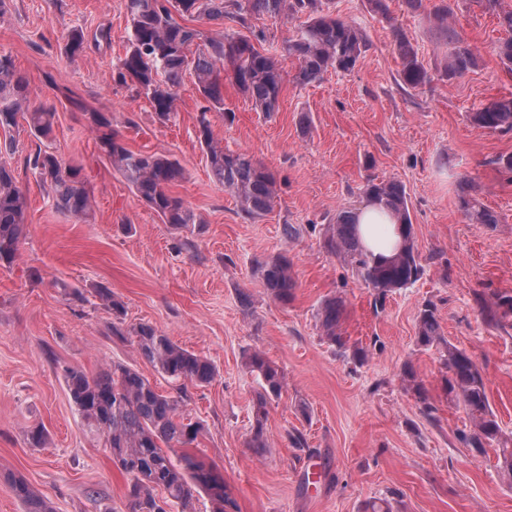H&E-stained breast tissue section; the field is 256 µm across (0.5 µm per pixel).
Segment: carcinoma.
Wrapping results in <instances>:
<instances>
[{"instance_id":"carcinoma-1","label":"carcinoma","mask_w":512,"mask_h":512,"mask_svg":"<svg viewBox=\"0 0 512 512\" xmlns=\"http://www.w3.org/2000/svg\"><path fill=\"white\" fill-rule=\"evenodd\" d=\"M500 27L511 37L495 47L504 69L512 72V5L507 0H481ZM333 0H126L129 21L127 47L123 57L112 65L110 78L149 100L156 120L166 124L175 117L177 91L186 72L194 74L200 100L196 137L213 179L231 192L239 210L248 218L272 210L276 194L275 175L246 152H226L214 138L211 116H224V81H229L248 98L254 108L266 115L277 111L283 84V64L297 61L293 80L307 85L333 70L349 74L367 47L361 28L341 19L331 10ZM269 14L298 20L282 42L280 51L259 48L265 35H246L239 31L208 36L190 21H232L248 27L253 15ZM426 17L435 31L448 41L456 40L449 22L448 6H433ZM393 39L400 59L402 83L411 89L428 82V71L414 46L398 30ZM85 34L69 36L65 52L70 60L85 51ZM476 63L473 50L462 43L448 52L445 73L448 78L463 75ZM28 82L17 68L13 56L0 51V129L10 130L22 119L37 139L48 138L53 131L56 112L46 106L27 108ZM84 120L96 134L99 150L112 163L146 205L161 221L177 228L198 223L197 215L184 202L171 195L169 188L184 177V168L176 159L164 155L136 153L130 150L114 126L112 114L85 112ZM475 127L493 133L512 131V97L494 99L468 113ZM29 165L48 189L55 206L76 218L91 212V191L82 177L81 166L64 164L58 157L37 148ZM364 198L384 205L398 218L402 241L397 253L376 262L361 247L355 233L356 223L350 210L336 213L322 232L323 248L351 266L369 290L374 312L384 309L390 293L414 285L425 272L415 242L406 189L397 181L369 179L363 186ZM461 209L472 224H496L498 217L477 198L473 182L462 188ZM28 198L11 170L0 164V262L12 264L19 255L26 230ZM264 287L271 298L288 304L295 298L298 282L288 255L279 253L254 260ZM346 303L341 296L322 301L317 318L322 339L342 353L362 361L368 350L349 344L343 336L342 322ZM482 312L490 326L512 325V295L494 294L482 298ZM112 335L136 344L140 355L157 371L175 381L198 386L211 383L214 365L191 352L153 325L126 326L112 323ZM417 344L441 353L448 376L445 391L462 404L471 422V430L462 435L464 444L473 448L497 446L498 467L512 479V437L503 432L493 411L486 382L471 356L449 343L440 330L436 305L428 300L416 315ZM246 369L260 379L262 391L253 405L254 424L249 446L259 451L268 447L264 425L268 400L281 394L284 375L264 354L245 357ZM404 381L426 413H431L427 390L412 367L403 370ZM69 397L91 432L103 438L113 464L129 477L128 512H162L159 503L192 512L193 492H203L213 512H237V503L224 474L183 453L173 458L169 451L191 445L203 429L199 421L184 415L186 392L179 397L166 396L138 371L117 363L96 377L78 366L64 369ZM16 497L25 512H51L50 506L18 478L13 482Z\"/></svg>"}]
</instances>
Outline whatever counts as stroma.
Instances as JSON below:
<instances>
[{
	"label": "stroma",
	"instance_id": "1",
	"mask_svg": "<svg viewBox=\"0 0 512 512\" xmlns=\"http://www.w3.org/2000/svg\"><path fill=\"white\" fill-rule=\"evenodd\" d=\"M456 37L477 65L460 77L444 72L447 44L425 14L389 0L390 15L368 0H335L337 13L360 26L368 46L353 73L328 72L299 86L286 81L279 110L267 115L232 85L229 114L213 117L225 151H246L275 175L277 196L263 218L248 219L209 174L196 138L199 97L184 80L172 122L155 120L146 98L109 78L128 36L125 0H0V50L28 79L30 106L54 107L51 139L15 134L0 154L26 189L27 236L12 265L0 266V512H24L12 481L23 478L54 512H126L127 476L112 463L72 405L63 370L97 376L126 364L168 396L186 391L184 411L204 430L189 446L218 465L238 512H361L385 498L392 512H512V482L496 452L460 440L471 424L443 388L436 349L416 344V312L438 309L443 336L480 368L499 423L512 433V327L484 323L479 295L512 293V179L493 160L512 154V132L471 126L466 115L512 96V73L494 52L504 31L476 0H446ZM111 29L109 47L69 60L64 46L76 29ZM416 48L430 75L412 90L399 81L392 33ZM113 114L128 148L180 162L172 186L201 221L182 229L161 222L100 152L83 115ZM82 166L94 195L88 221L58 210L26 160L36 149ZM395 180L407 192L425 273L390 295L382 313L351 268L321 246L318 225L356 208L367 179ZM477 185L496 226L468 223L459 206L463 180ZM299 227L293 242L283 225ZM190 249L176 250L177 241ZM288 253L298 282L294 300L274 301L253 262ZM83 291L70 300L65 286ZM110 288L124 304L125 324L148 323L216 368L207 385L158 373L134 345L114 337L112 311L96 297ZM346 300L342 329L368 349L365 361L330 346L316 319L332 295ZM260 350L283 372L280 397L267 407L270 448H249L260 381L244 366ZM412 365L433 413L408 390ZM307 414H300L298 403ZM48 441L33 446L30 429ZM301 431L307 445L292 447Z\"/></svg>",
	"mask_w": 512,
	"mask_h": 512
}]
</instances>
